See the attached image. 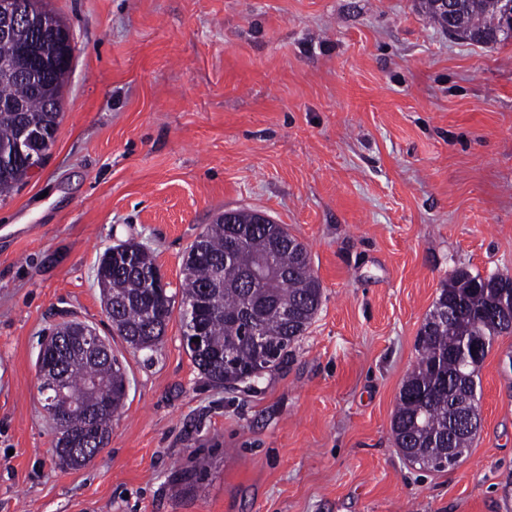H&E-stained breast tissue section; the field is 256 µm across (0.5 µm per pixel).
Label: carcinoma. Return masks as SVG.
<instances>
[{"instance_id":"1","label":"carcinoma","mask_w":512,"mask_h":512,"mask_svg":"<svg viewBox=\"0 0 512 512\" xmlns=\"http://www.w3.org/2000/svg\"><path fill=\"white\" fill-rule=\"evenodd\" d=\"M497 0H464L448 36L479 44L509 41L500 30ZM71 67H49L38 83L24 78L0 81V98L23 102L24 111L0 110V147L11 145L20 128L28 127L54 139L63 112L64 87ZM28 169L21 163L0 167V197L23 185ZM254 213L238 210L235 223L220 215L195 239L204 257L185 259L179 306L182 336L195 330L189 308L203 303L200 325L204 345L185 346L192 363L219 386L249 383L256 378V354L248 325L258 317L265 345L272 355L264 370L282 363L310 326L321 303L320 283L314 276L305 245L283 224H255ZM241 232L242 251L252 261L273 256L282 274L256 286L247 281L246 263L227 260L229 243ZM158 269L141 244L126 240L107 248L97 266V282L106 301L113 331L135 351H152L161 342L172 317L175 296L158 294L147 276ZM507 283L500 275H460L441 288L426 317L416 345L418 361L403 383L391 430L396 446L411 464L441 471L450 448L471 446L474 434L457 426L459 415L478 397V373L495 337L512 333L507 321H495L484 311L500 301ZM294 310L285 319L281 310ZM71 394L82 399L85 411L58 400L55 454L62 465L79 468L92 462L108 444L112 420L126 399V368L117 356L107 359L72 345L59 354ZM94 437L85 447L82 440Z\"/></svg>"}]
</instances>
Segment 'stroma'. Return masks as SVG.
<instances>
[{
    "label": "stroma",
    "instance_id": "obj_1",
    "mask_svg": "<svg viewBox=\"0 0 512 512\" xmlns=\"http://www.w3.org/2000/svg\"><path fill=\"white\" fill-rule=\"evenodd\" d=\"M46 4L75 52L45 164L0 200V512H512V334L455 466H411L391 432L442 286L512 274V41L449 38L427 0ZM227 209L286 225L322 288L287 360L234 389L194 366L179 315L131 349L95 279L132 239L180 294ZM69 319L129 380L79 469L58 463L36 370Z\"/></svg>",
    "mask_w": 512,
    "mask_h": 512
}]
</instances>
